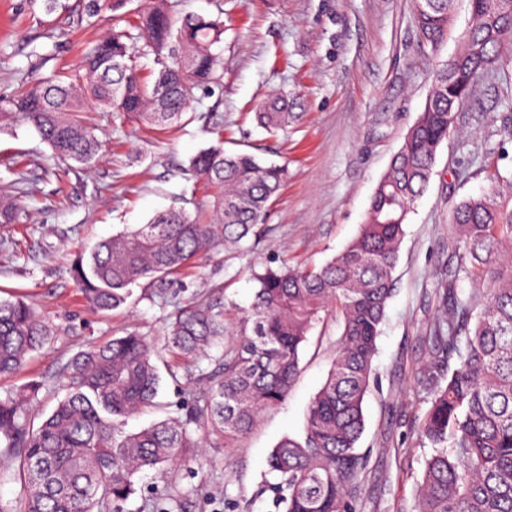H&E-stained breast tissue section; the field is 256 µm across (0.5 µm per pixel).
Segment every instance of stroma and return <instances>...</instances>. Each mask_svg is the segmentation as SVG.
I'll return each instance as SVG.
<instances>
[{"label": "stroma", "instance_id": "1", "mask_svg": "<svg viewBox=\"0 0 512 512\" xmlns=\"http://www.w3.org/2000/svg\"><path fill=\"white\" fill-rule=\"evenodd\" d=\"M145 0H103L86 19L84 0H0V98L19 83L74 71L111 32L114 16L134 17ZM180 15L220 18L219 80L196 93L181 123L162 130L90 112L104 146L91 169L66 168L34 130L0 132V194L14 182L29 192L20 224L0 225V296H26L48 317L52 339L24 373L0 379V395L44 382L36 412L56 403L58 368L90 343L136 330L161 337L175 303L225 298L249 307L253 272L288 261L322 265L357 235L370 197L431 89L432 75L456 53L469 0H454L437 51L420 46L414 0H172ZM287 98L292 116L273 136L254 114ZM224 125V146L284 166L287 177L251 251L216 252L171 277L165 297L148 283L120 308L96 311L71 274L75 256L158 213L208 208L207 187L189 167L215 144L210 115ZM458 133L438 150L434 174L404 227L395 284L377 339L375 378L364 401L358 451L366 461L356 512H418L417 486L431 452L418 431L431 397L417 378L434 363L428 341L442 312L440 289L455 269L451 217L463 199L490 186V170L512 173V50L474 88L456 114ZM339 332L328 317L311 330L287 399L265 410L232 444L209 438L189 448L165 477L140 484L158 512H276L270 450L303 437L309 404L325 381Z\"/></svg>", "mask_w": 512, "mask_h": 512}]
</instances>
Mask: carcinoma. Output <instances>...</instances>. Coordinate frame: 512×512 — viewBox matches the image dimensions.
Returning a JSON list of instances; mask_svg holds the SVG:
<instances>
[{
    "label": "carcinoma",
    "mask_w": 512,
    "mask_h": 512,
    "mask_svg": "<svg viewBox=\"0 0 512 512\" xmlns=\"http://www.w3.org/2000/svg\"><path fill=\"white\" fill-rule=\"evenodd\" d=\"M451 0H415L414 23L426 44L448 33ZM470 0L471 22L460 49L436 71L432 88L399 151L379 180L356 238L320 267L281 263L254 274L251 309L231 316L232 303H189L168 318L161 342L136 332L94 343L56 374L64 395L45 417L31 412L44 383L0 395V478L21 494L0 512H129L140 473L164 474L181 450L200 446L196 431L236 441L261 412L282 403L299 372L311 328L336 317L339 345L327 379L313 397L305 434L284 437L271 451V486L281 512H355L365 460L356 451L363 402L374 377L380 325L394 286L404 225L434 173L436 155L456 127L450 110L470 99L476 82L512 43V6L489 10ZM224 25L178 16L169 0H149L136 24L114 23L83 64L0 100V131L32 127L68 165L88 168L102 148L82 113L110 112L163 129L182 120L195 92L215 81L211 47ZM141 42L154 55L147 76L132 57ZM288 105L274 98L255 113L271 133L288 127ZM195 175L212 189L211 217L183 209L99 241L76 257L71 274L98 310L126 304L142 280L163 293L168 276L217 250L249 249L258 239L285 169L219 140L191 158ZM512 187L500 173L452 215L460 262L448 279L444 316L431 328L437 363L420 383L431 404L420 422L432 448L417 494L419 512H512ZM26 211L20 195L0 197V224ZM475 288L464 293L457 281ZM51 327L22 296L0 299V376L21 372L44 348ZM222 349L209 385L189 393L183 415L138 431L129 419L155 405L160 368L177 383ZM168 353L170 360L161 361ZM455 365H449L450 359Z\"/></svg>",
    "instance_id": "1"
}]
</instances>
